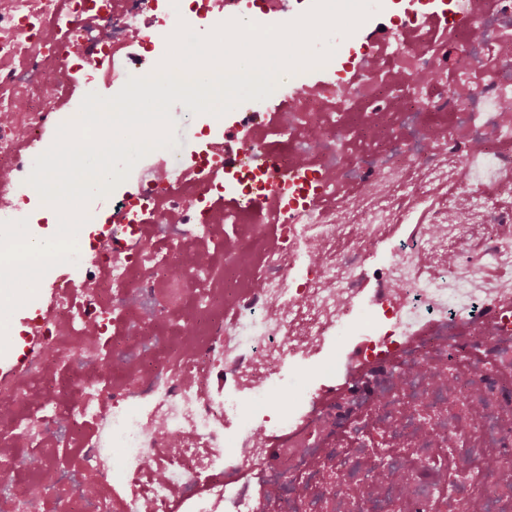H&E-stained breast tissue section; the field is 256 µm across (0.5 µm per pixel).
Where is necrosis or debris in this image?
<instances>
[{
	"mask_svg": "<svg viewBox=\"0 0 512 512\" xmlns=\"http://www.w3.org/2000/svg\"><path fill=\"white\" fill-rule=\"evenodd\" d=\"M280 24L288 0H192ZM512 0H408L384 37L284 87L242 133L112 199L127 245L79 250L0 381V512H512ZM160 0H0V221L27 215L58 106L157 67ZM274 156L275 169L258 157ZM413 234L368 263L403 223ZM362 331L358 362L258 419L279 366ZM115 365L106 377L101 363ZM28 449L25 468L16 464ZM493 449L449 491L440 454ZM402 458L390 475L382 458Z\"/></svg>",
	"mask_w": 512,
	"mask_h": 512,
	"instance_id": "4bbe7bcc",
	"label": "necrosis or debris"
}]
</instances>
